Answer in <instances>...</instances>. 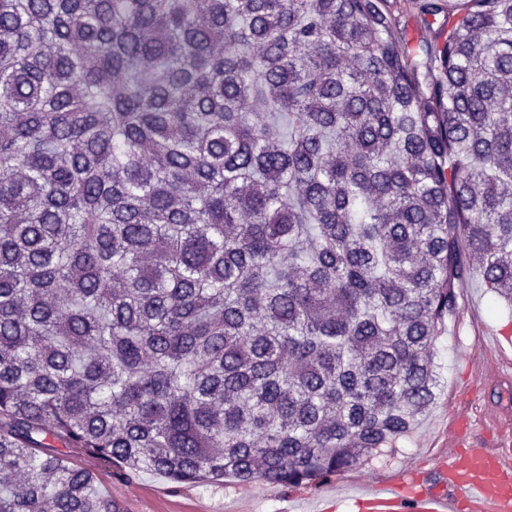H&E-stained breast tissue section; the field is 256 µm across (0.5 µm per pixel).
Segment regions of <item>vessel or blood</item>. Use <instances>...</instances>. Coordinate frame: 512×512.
Returning a JSON list of instances; mask_svg holds the SVG:
<instances>
[{
  "label": "vessel or blood",
  "mask_w": 512,
  "mask_h": 512,
  "mask_svg": "<svg viewBox=\"0 0 512 512\" xmlns=\"http://www.w3.org/2000/svg\"><path fill=\"white\" fill-rule=\"evenodd\" d=\"M450 452L431 482L401 471L353 495L355 512H512V415L480 413L448 432Z\"/></svg>",
  "instance_id": "obj_1"
}]
</instances>
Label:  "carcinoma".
I'll return each mask as SVG.
<instances>
[{
    "label": "carcinoma",
    "instance_id": "cac0c4a2",
    "mask_svg": "<svg viewBox=\"0 0 512 512\" xmlns=\"http://www.w3.org/2000/svg\"><path fill=\"white\" fill-rule=\"evenodd\" d=\"M0 0V512L321 485L512 304V0ZM394 15L399 20L400 26L405 27L407 37L411 40V45H416L419 41L430 39L433 31L446 26L447 13H442L434 18H428L431 23L430 28L426 26L423 18L418 13L415 0H389Z\"/></svg>",
    "mask_w": 512,
    "mask_h": 512
}]
</instances>
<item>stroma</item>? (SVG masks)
<instances>
[{
  "label": "stroma",
  "mask_w": 512,
  "mask_h": 512,
  "mask_svg": "<svg viewBox=\"0 0 512 512\" xmlns=\"http://www.w3.org/2000/svg\"><path fill=\"white\" fill-rule=\"evenodd\" d=\"M459 311L450 317L438 341L441 387L433 407L419 418L393 454L372 459L320 486L284 488L264 481L240 483L221 478L204 484L177 486L153 473H133L118 465L83 456L79 465L94 472L100 488L123 505V512H314L320 502L347 496L361 482L380 483L401 470H431L437 457L448 453V429L456 416L472 407L512 410V366L487 345L495 329L512 331V307L488 309L491 292L480 274L457 290ZM482 366L491 374L485 385L470 386L468 369Z\"/></svg>",
  "instance_id": "stroma-1"
}]
</instances>
